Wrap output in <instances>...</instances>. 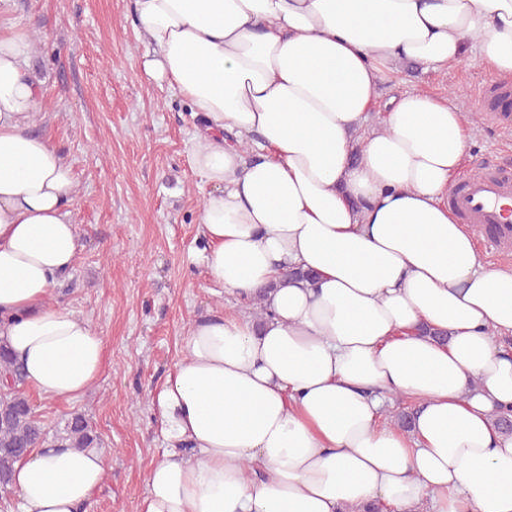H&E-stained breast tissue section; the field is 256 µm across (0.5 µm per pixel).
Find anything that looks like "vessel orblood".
Returning <instances> with one entry per match:
<instances>
[{
	"label": "vessel or blood",
	"mask_w": 512,
	"mask_h": 512,
	"mask_svg": "<svg viewBox=\"0 0 512 512\" xmlns=\"http://www.w3.org/2000/svg\"><path fill=\"white\" fill-rule=\"evenodd\" d=\"M448 204L466 223L479 228L487 251H512V177L499 166L489 165L466 177Z\"/></svg>",
	"instance_id": "vessel-or-blood-1"
}]
</instances>
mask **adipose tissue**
<instances>
[{
	"label": "adipose tissue",
	"mask_w": 512,
	"mask_h": 512,
	"mask_svg": "<svg viewBox=\"0 0 512 512\" xmlns=\"http://www.w3.org/2000/svg\"><path fill=\"white\" fill-rule=\"evenodd\" d=\"M148 75L204 125L199 259L241 311L194 320L153 403L166 449L137 512H512V270L483 265L448 206L459 104L406 90L366 129L400 62L442 71L471 40L512 73V0H133ZM35 42L0 0V336L41 396L97 379L104 341L53 300L80 243L63 151L36 132ZM292 268L314 280L286 279ZM264 315L255 319L253 302ZM444 330L447 343L422 326ZM410 431L382 423L391 396ZM93 449H33L18 512H88Z\"/></svg>",
	"instance_id": "1"
}]
</instances>
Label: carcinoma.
<instances>
[{"label": "carcinoma", "instance_id": "carcinoma-1", "mask_svg": "<svg viewBox=\"0 0 512 512\" xmlns=\"http://www.w3.org/2000/svg\"><path fill=\"white\" fill-rule=\"evenodd\" d=\"M22 381L21 366L0 337V485L7 487L12 485L14 464L43 443L45 435L29 399L19 389ZM96 440L89 421L80 414L74 415L55 437V441L76 449L92 448Z\"/></svg>", "mask_w": 512, "mask_h": 512}]
</instances>
